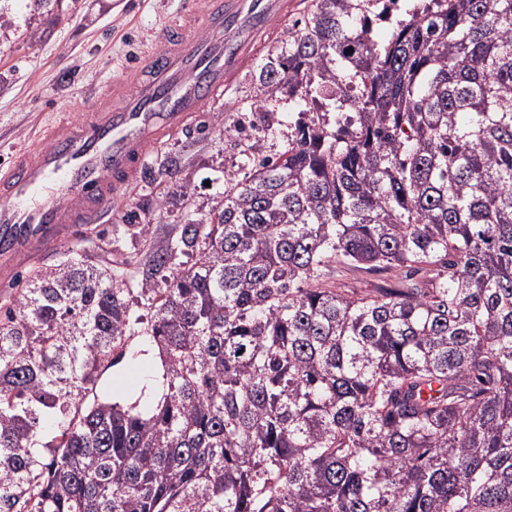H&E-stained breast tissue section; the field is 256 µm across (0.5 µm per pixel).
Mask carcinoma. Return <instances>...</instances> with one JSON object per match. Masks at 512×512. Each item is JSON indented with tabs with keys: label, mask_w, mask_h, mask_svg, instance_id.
I'll return each mask as SVG.
<instances>
[{
	"label": "carcinoma",
	"mask_w": 512,
	"mask_h": 512,
	"mask_svg": "<svg viewBox=\"0 0 512 512\" xmlns=\"http://www.w3.org/2000/svg\"><path fill=\"white\" fill-rule=\"evenodd\" d=\"M396 2L313 0L267 51L256 81L309 118L207 215L27 273L0 512H512V0L365 27ZM336 261L395 285L340 288ZM153 347L160 390L106 377Z\"/></svg>",
	"instance_id": "1"
}]
</instances>
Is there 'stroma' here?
Segmentation results:
<instances>
[{"instance_id":"obj_1","label":"stroma","mask_w":512,"mask_h":512,"mask_svg":"<svg viewBox=\"0 0 512 512\" xmlns=\"http://www.w3.org/2000/svg\"><path fill=\"white\" fill-rule=\"evenodd\" d=\"M288 3L287 16L274 24L245 64L225 93L222 109L204 108L187 132L151 152L152 164L169 154L190 155L180 176L190 182L192 195L181 198L176 184L161 185L143 173L113 204L107 224L123 223L130 214L140 221L152 218L162 199L168 203L164 223L204 215L223 198L225 174L239 181L251 174L243 155L251 141L263 140L269 154L280 149L288 122L299 115L284 93L272 102L271 113L261 114L257 104L265 95L250 73L268 48L287 41L308 21L311 0ZM178 7L179 0H0V166L8 164L11 146L31 144L40 126L56 114L66 109L78 115L86 99L103 93L141 47L155 44ZM270 124L278 126V137H266ZM228 126L246 133L227 136Z\"/></svg>"}]
</instances>
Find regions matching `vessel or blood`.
I'll return each instance as SVG.
<instances>
[{
	"label": "vessel or blood",
	"mask_w": 512,
	"mask_h": 512,
	"mask_svg": "<svg viewBox=\"0 0 512 512\" xmlns=\"http://www.w3.org/2000/svg\"><path fill=\"white\" fill-rule=\"evenodd\" d=\"M287 0H182L158 43L141 52L78 120L58 118L44 142L0 168V270L52 248L60 229L105 217L141 173L148 150L224 98Z\"/></svg>",
	"instance_id": "1"
}]
</instances>
